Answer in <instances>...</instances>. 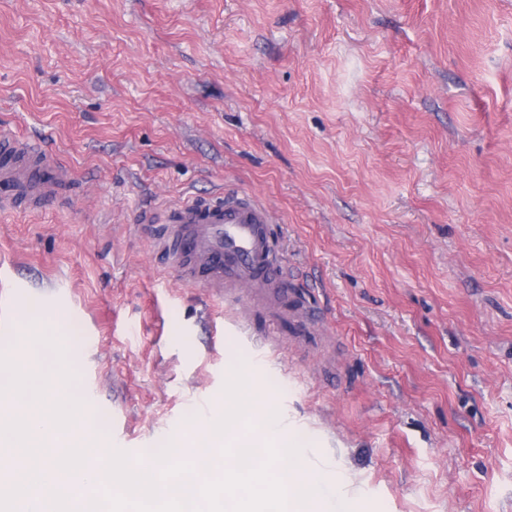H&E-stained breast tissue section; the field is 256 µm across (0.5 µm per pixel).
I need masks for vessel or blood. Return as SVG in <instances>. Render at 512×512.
Masks as SVG:
<instances>
[{"instance_id":"vessel-or-blood-1","label":"vessel or blood","mask_w":512,"mask_h":512,"mask_svg":"<svg viewBox=\"0 0 512 512\" xmlns=\"http://www.w3.org/2000/svg\"><path fill=\"white\" fill-rule=\"evenodd\" d=\"M69 179L67 168L53 165L28 140L0 133V184L11 190L0 206L40 210ZM272 222L270 209L251 195L195 196L168 209L158 245L182 281L234 309L238 332H247L260 309L292 320L302 333L320 332L321 320L285 302L294 285L273 244Z\"/></svg>"}]
</instances>
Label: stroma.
I'll list each match as a JSON object with an SVG mask.
<instances>
[{
  "label": "stroma",
  "instance_id": "35a3bbf8",
  "mask_svg": "<svg viewBox=\"0 0 512 512\" xmlns=\"http://www.w3.org/2000/svg\"><path fill=\"white\" fill-rule=\"evenodd\" d=\"M0 131L74 176L0 210V354L58 340L104 448L165 449L239 367L358 512H512V0H0ZM224 190L277 214L335 370L140 221Z\"/></svg>",
  "mask_w": 512,
  "mask_h": 512
}]
</instances>
